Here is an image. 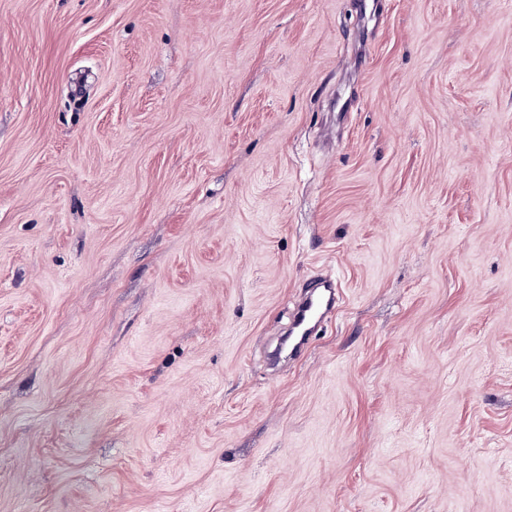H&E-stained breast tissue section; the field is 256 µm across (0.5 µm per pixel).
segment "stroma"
<instances>
[{"mask_svg": "<svg viewBox=\"0 0 512 512\" xmlns=\"http://www.w3.org/2000/svg\"><path fill=\"white\" fill-rule=\"evenodd\" d=\"M0 512H512V0H0ZM291 314L288 328V354L296 355L308 343L335 309L338 294L335 281L329 277H317L306 287Z\"/></svg>", "mask_w": 512, "mask_h": 512, "instance_id": "obj_1", "label": "stroma"}]
</instances>
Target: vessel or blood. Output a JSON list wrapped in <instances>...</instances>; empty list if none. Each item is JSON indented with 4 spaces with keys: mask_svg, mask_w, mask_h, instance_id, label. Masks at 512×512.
<instances>
[{
    "mask_svg": "<svg viewBox=\"0 0 512 512\" xmlns=\"http://www.w3.org/2000/svg\"><path fill=\"white\" fill-rule=\"evenodd\" d=\"M338 300L335 281L328 276L313 279L291 314L288 328V353L296 355L305 347L334 310Z\"/></svg>",
    "mask_w": 512,
    "mask_h": 512,
    "instance_id": "1",
    "label": "vessel or blood"
}]
</instances>
